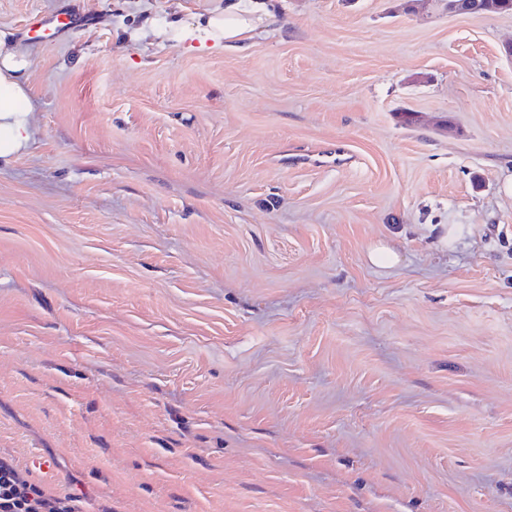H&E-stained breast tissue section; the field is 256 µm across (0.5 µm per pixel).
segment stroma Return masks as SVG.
Instances as JSON below:
<instances>
[{"mask_svg":"<svg viewBox=\"0 0 512 512\" xmlns=\"http://www.w3.org/2000/svg\"><path fill=\"white\" fill-rule=\"evenodd\" d=\"M268 6L217 53L148 25L224 0H0V454L85 512H512V14ZM74 24V20L71 17L60 18L57 17H44L38 14H32L28 18L29 32H51V27H55L60 30L64 27H70ZM30 52L0 33V166L26 152L34 136L28 93Z\"/></svg>","mask_w":512,"mask_h":512,"instance_id":"35a3bbf8","label":"stroma"}]
</instances>
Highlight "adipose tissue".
<instances>
[{"mask_svg": "<svg viewBox=\"0 0 512 512\" xmlns=\"http://www.w3.org/2000/svg\"><path fill=\"white\" fill-rule=\"evenodd\" d=\"M268 10L264 0H225L224 10L192 19H173L155 26L157 37L179 44L223 50L234 42L245 46ZM30 52L0 34V165L26 152L33 140V104L28 93Z\"/></svg>", "mask_w": 512, "mask_h": 512, "instance_id": "obj_1", "label": "adipose tissue"}]
</instances>
